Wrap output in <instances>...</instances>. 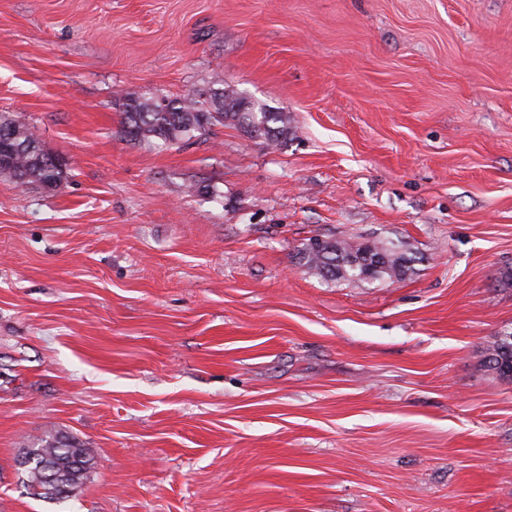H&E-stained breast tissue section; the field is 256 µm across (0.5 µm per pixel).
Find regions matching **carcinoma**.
I'll list each match as a JSON object with an SVG mask.
<instances>
[{
	"instance_id": "carcinoma-1",
	"label": "carcinoma",
	"mask_w": 512,
	"mask_h": 512,
	"mask_svg": "<svg viewBox=\"0 0 512 512\" xmlns=\"http://www.w3.org/2000/svg\"><path fill=\"white\" fill-rule=\"evenodd\" d=\"M220 89L203 100L192 92L182 98L167 99L161 109L158 98L123 95L119 98L126 135L132 140H156L174 145L189 140L211 127L228 121L248 129L258 122L257 138L267 144H277L288 133V113L273 112L267 106H257L255 112H240L241 99L222 88L224 80L215 81ZM39 136L33 128L14 119L0 116V174L14 179L19 185L37 184L53 189L67 177L65 164L49 161ZM303 266L319 277L330 280L363 281L369 279L398 280L409 269L411 259L374 241L337 240L314 237L300 249ZM486 367L503 378L512 379V336H500L486 348ZM26 469L30 491L43 490L47 498L45 478L53 475L62 485L76 489L82 483L93 457L90 449L64 435L49 434L40 439Z\"/></svg>"
}]
</instances>
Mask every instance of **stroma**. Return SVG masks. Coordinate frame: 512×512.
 <instances>
[{"label":"stroma","mask_w":512,"mask_h":512,"mask_svg":"<svg viewBox=\"0 0 512 512\" xmlns=\"http://www.w3.org/2000/svg\"><path fill=\"white\" fill-rule=\"evenodd\" d=\"M218 78L287 140L125 136ZM0 115L68 161L0 175V512H512V0H0ZM313 236L417 261L327 281ZM486 367L503 378L512 379V336H500L486 348ZM37 448H26L23 455L35 451L32 463L25 470L27 486L31 494L42 498H53L47 492L37 494V489H45V478L54 475L62 485L77 489L88 469L93 465L90 449L64 435L49 434L40 438Z\"/></svg>","instance_id":"obj_1"}]
</instances>
